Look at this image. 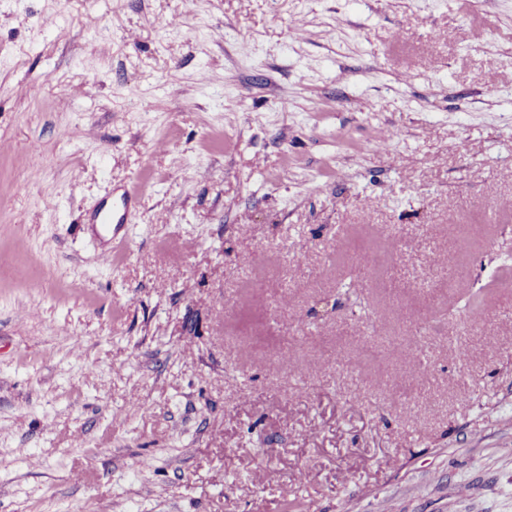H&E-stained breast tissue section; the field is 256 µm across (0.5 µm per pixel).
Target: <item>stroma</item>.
Returning <instances> with one entry per match:
<instances>
[{"instance_id": "obj_1", "label": "stroma", "mask_w": 512, "mask_h": 512, "mask_svg": "<svg viewBox=\"0 0 512 512\" xmlns=\"http://www.w3.org/2000/svg\"><path fill=\"white\" fill-rule=\"evenodd\" d=\"M508 260L512 0H0V512H512ZM137 191L128 193L121 201L120 205L112 204V211L101 207L96 210L94 219L99 220L100 224H127L128 217L131 213L130 208L136 200Z\"/></svg>"}]
</instances>
